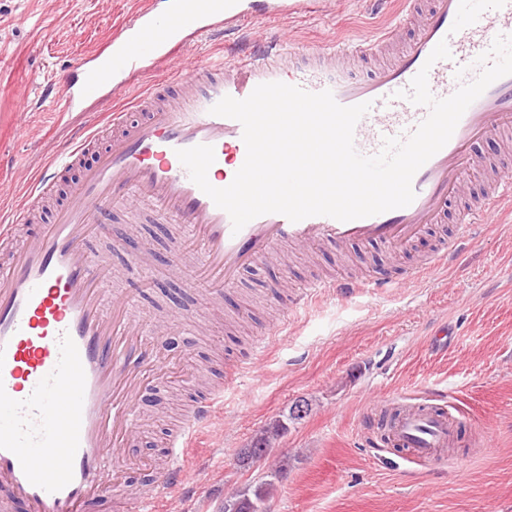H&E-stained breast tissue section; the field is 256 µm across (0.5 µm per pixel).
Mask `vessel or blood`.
<instances>
[{"mask_svg":"<svg viewBox=\"0 0 512 512\" xmlns=\"http://www.w3.org/2000/svg\"><path fill=\"white\" fill-rule=\"evenodd\" d=\"M165 3L159 14L153 0H139L105 46L90 51L81 77L57 87L58 112L66 115L100 102L123 88L127 76L148 74L200 37L223 34L225 22L252 21L240 11L239 0ZM389 3L398 23L356 42L340 38L329 48L310 43L285 60L271 59L256 42L245 54L184 71L174 90L150 86L133 100L132 111L108 114L111 141L84 166L34 240L14 244V225H0V512H17L23 505L30 512H86L111 493L100 474L115 471L136 428L149 375L159 367L145 343L147 327L131 315L129 293L112 292L111 270L85 245L88 237L106 230L113 200L150 203L161 220L174 221L172 274L189 281L204 278L224 289L237 287L244 273L275 259L284 245L306 250L382 245L396 253L429 225L442 223L476 162L479 143L512 130V75L493 82L468 107L448 143L416 172L414 201L374 216L293 222L271 213L236 232L229 215L191 181L177 157L181 149L212 146L208 180L217 188L230 185L246 158L243 128L210 109L223 97L241 100L269 82L314 93L328 90L343 106L370 103L356 125L354 144L360 154H376L384 138L408 136L427 117V107L395 96L409 88L421 68L429 70L431 93L448 97L478 75L475 60L497 35H512V0L457 32L451 26L459 0ZM405 21L414 23L416 32L394 60L362 79L311 80V73L334 70L341 59L375 56L395 41ZM443 40L450 58L429 62ZM100 135L90 122L75 128L67 150L52 155L27 185L19 216L38 209L60 172L79 162ZM501 160L498 179L477 194L474 205L460 210L453 242L438 249L428 269L447 265L472 244L477 225L498 222L504 208L512 209V151ZM395 285L367 274L313 279L288 302L295 313L325 293L347 297ZM217 401L213 395L195 402L168 443V466L137 498L139 512L182 483L193 432L211 420ZM459 426L458 417L442 405L408 406L389 426L380 425L371 405L363 421L375 446L401 449L423 463L441 460Z\"/></svg>","mask_w":512,"mask_h":512,"instance_id":"vessel-or-blood-1","label":"vessel or blood"}]
</instances>
